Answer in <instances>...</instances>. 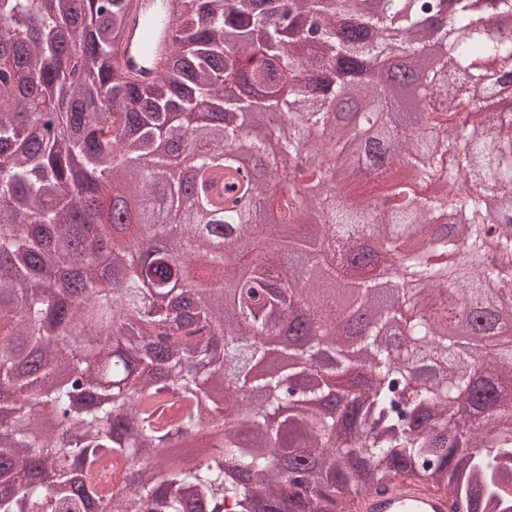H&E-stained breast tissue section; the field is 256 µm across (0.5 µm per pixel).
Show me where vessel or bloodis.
I'll use <instances>...</instances> for the list:
<instances>
[{"mask_svg": "<svg viewBox=\"0 0 512 512\" xmlns=\"http://www.w3.org/2000/svg\"><path fill=\"white\" fill-rule=\"evenodd\" d=\"M177 29L161 0H133L126 41L120 55L135 75L144 79L158 77L148 56L162 57L175 48ZM151 41V55H144L142 44ZM351 512H461L456 501L425 483L397 477L383 487L365 492L350 505Z\"/></svg>", "mask_w": 512, "mask_h": 512, "instance_id": "1", "label": "vessel or blood"}]
</instances>
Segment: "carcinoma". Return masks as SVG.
Instances as JSON below:
<instances>
[{
    "label": "carcinoma",
    "mask_w": 512,
    "mask_h": 512,
    "mask_svg": "<svg viewBox=\"0 0 512 512\" xmlns=\"http://www.w3.org/2000/svg\"><path fill=\"white\" fill-rule=\"evenodd\" d=\"M171 3L176 47L144 81L117 54L131 0H0V512H336L403 474L467 512H512V343L464 371L471 348L512 330V111L492 106L512 82V32L494 21L512 0ZM432 45L430 92L356 93L382 115L379 144L421 167L431 194L397 183L382 209L366 194H269L271 163L314 132L388 181L346 122L329 125L336 74L387 51L417 67ZM245 128L257 178L243 185L215 148ZM322 166L297 178L320 180ZM278 207L318 211L331 263L291 262L285 279L276 243L224 254V231ZM463 243L476 263H457ZM391 253L426 284L403 331L373 285ZM450 278L473 316L448 306ZM303 311L286 348L337 346L341 371L369 353L359 390L323 385L321 365L252 376L266 354L252 340ZM247 387L265 412L297 414L234 421ZM216 389L222 446L166 464L162 449L202 429L198 397ZM130 465L117 504L109 478Z\"/></svg>",
    "instance_id": "carcinoma-1"
}]
</instances>
